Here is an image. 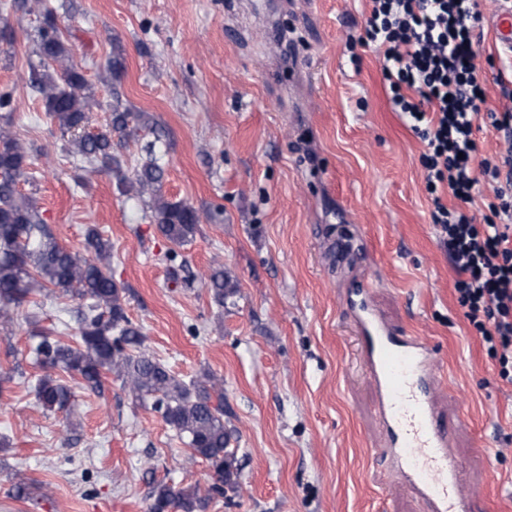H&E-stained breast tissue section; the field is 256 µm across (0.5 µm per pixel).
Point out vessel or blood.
I'll return each mask as SVG.
<instances>
[{"label": "vessel or blood", "instance_id": "vessel-or-blood-1", "mask_svg": "<svg viewBox=\"0 0 512 512\" xmlns=\"http://www.w3.org/2000/svg\"><path fill=\"white\" fill-rule=\"evenodd\" d=\"M491 26L496 43L512 51V0H503ZM374 295L371 279L358 280L349 310L386 434L381 462L394 469L425 512H474L475 488L456 455L454 426L430 391L438 377L434 347L424 337L398 331L377 311Z\"/></svg>", "mask_w": 512, "mask_h": 512}]
</instances>
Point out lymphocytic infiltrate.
<instances>
[{
    "mask_svg": "<svg viewBox=\"0 0 512 512\" xmlns=\"http://www.w3.org/2000/svg\"><path fill=\"white\" fill-rule=\"evenodd\" d=\"M368 2L357 42L383 54L390 100L424 146L430 219L456 273L457 303L494 373L512 386V68L498 75L502 109L486 108L475 64L484 38L477 0ZM484 123L504 148L482 149ZM488 191V212L477 215Z\"/></svg>",
    "mask_w": 512,
    "mask_h": 512,
    "instance_id": "f902f5d3",
    "label": "lymphocytic infiltrate"
}]
</instances>
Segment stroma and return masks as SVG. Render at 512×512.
<instances>
[{"instance_id":"stroma-1","label":"stroma","mask_w":512,"mask_h":512,"mask_svg":"<svg viewBox=\"0 0 512 512\" xmlns=\"http://www.w3.org/2000/svg\"><path fill=\"white\" fill-rule=\"evenodd\" d=\"M0 0V128L29 154L34 199L56 240L84 252L95 224L143 352L183 380L224 381L240 464L231 498L205 512H421L377 458L384 435L348 319L354 281L400 330L435 344L433 392L453 418L456 450L477 488V512H512V387L491 369L453 295L455 273L430 220L421 141L390 103L382 55L356 43L367 0ZM55 11L69 65L104 130L114 98L149 113L121 151L128 168L155 142L162 190L201 215L190 243L156 230L146 199L107 173L76 183L69 140L48 118L32 72L39 30ZM127 73H107L113 42ZM194 278L178 286L166 256ZM224 266L237 293L217 305L202 282ZM77 299L36 290L0 320V512H149L157 485L206 493L209 463L192 456L115 376L101 390L76 379L73 412L35 398L33 329L78 333ZM35 482V499L12 488Z\"/></svg>"}]
</instances>
